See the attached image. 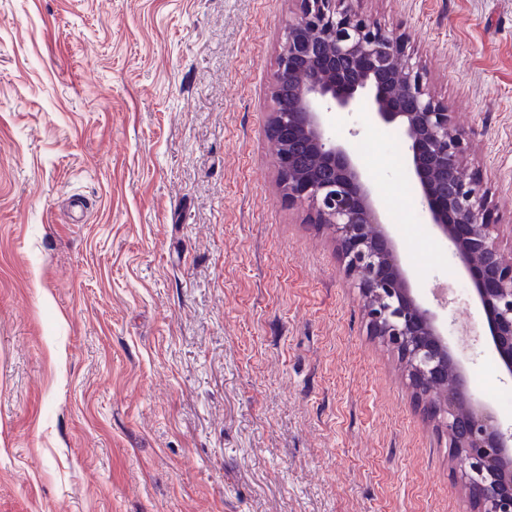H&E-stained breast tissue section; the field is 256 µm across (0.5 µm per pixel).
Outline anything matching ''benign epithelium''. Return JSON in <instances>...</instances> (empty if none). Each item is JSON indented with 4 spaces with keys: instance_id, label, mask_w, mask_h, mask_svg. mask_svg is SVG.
Listing matches in <instances>:
<instances>
[{
    "instance_id": "1",
    "label": "benign epithelium",
    "mask_w": 512,
    "mask_h": 512,
    "mask_svg": "<svg viewBox=\"0 0 512 512\" xmlns=\"http://www.w3.org/2000/svg\"><path fill=\"white\" fill-rule=\"evenodd\" d=\"M297 2L277 58L269 117L283 197L308 204L312 223L335 229L370 329L407 360L413 391L429 398L453 380V390L438 396L434 419L469 463V498L477 512H512V431L471 393L436 313L413 295L372 184L329 118L367 112L404 130L422 209L470 276L493 350L512 375V264L480 177L467 173L465 134L428 91L422 69L375 21L352 12L346 0Z\"/></svg>"
}]
</instances>
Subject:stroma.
Listing matches in <instances>:
<instances>
[{"instance_id":"stroma-1","label":"stroma","mask_w":512,"mask_h":512,"mask_svg":"<svg viewBox=\"0 0 512 512\" xmlns=\"http://www.w3.org/2000/svg\"><path fill=\"white\" fill-rule=\"evenodd\" d=\"M469 140L512 260V0H350ZM296 0H0V512H471L333 230L284 202L271 82ZM414 295L512 389L407 139L364 113ZM81 195L84 211L73 210Z\"/></svg>"}]
</instances>
